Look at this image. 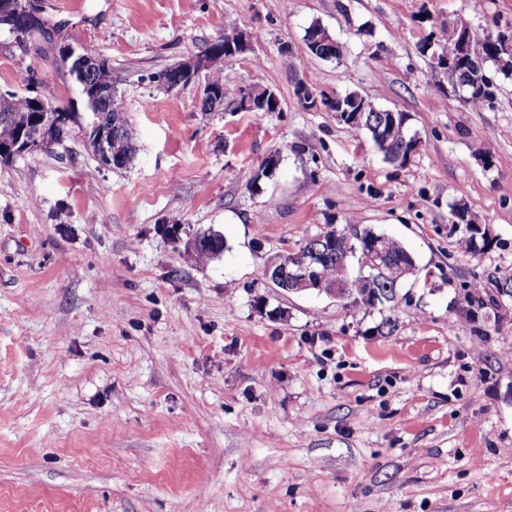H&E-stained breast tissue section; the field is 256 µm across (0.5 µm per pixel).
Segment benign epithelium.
<instances>
[{
  "label": "benign epithelium",
  "mask_w": 512,
  "mask_h": 512,
  "mask_svg": "<svg viewBox=\"0 0 512 512\" xmlns=\"http://www.w3.org/2000/svg\"><path fill=\"white\" fill-rule=\"evenodd\" d=\"M39 19L46 21L43 9L39 0H0V25L9 26L15 34H20L26 28L30 20ZM448 34L455 40L457 46L456 56L453 58L434 57L441 66H456L466 72L475 73V78L452 87L453 91H464L473 95L483 91L493 83V78L484 69L486 54L477 49L474 45V35L469 30L460 32L448 31ZM245 47V40L240 33L226 35L212 43L210 53L222 54L228 58L241 52ZM336 49V40L328 32L316 36L311 42L310 54L314 56H329ZM65 58V65L68 73L81 85L85 84L86 73L94 64L95 59L76 52L73 48L63 45L58 48ZM491 53L499 58V61L508 60L512 62V36L500 35L494 42ZM209 61L207 57L200 56L185 60L173 67L166 69L159 79L161 83L170 89H178L199 79L202 72L208 70ZM296 96L301 105L307 110H318L322 107L336 113L339 121L345 124L359 125L362 122L366 104L361 96L356 95L350 99L351 107L342 109L338 105L340 97L330 96L326 93H319L313 90L307 83L300 81L296 85ZM200 102L212 107V110L224 108L223 91L213 85L210 80H205L202 87ZM32 111L39 113V116L32 119L31 123L24 126L12 141H0V157L14 158L26 154H32L42 150L44 146L45 119L44 116L54 111V107L46 99L37 94L31 97ZM280 102L277 94L268 88L247 89L239 103V109L247 112H277ZM398 112L393 110L379 111L378 120L375 124V133L383 146H388L390 138L395 131L398 121ZM122 132L119 119L112 120V126L103 125L99 115H91L85 135L89 146L98 156L100 162L107 167H115L122 164L121 159L112 157V137ZM269 271L274 273V280L286 286L290 291L315 290L319 293L336 295L334 286L327 284L317 271L316 259L302 261H290L286 255L279 256L269 263Z\"/></svg>",
  "instance_id": "1"
}]
</instances>
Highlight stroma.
Instances as JSON below:
<instances>
[{"mask_svg": "<svg viewBox=\"0 0 512 512\" xmlns=\"http://www.w3.org/2000/svg\"><path fill=\"white\" fill-rule=\"evenodd\" d=\"M44 6L55 37L111 65L137 153L101 164L56 50L0 28V92H53L80 124L0 163V512H512V299L489 279L512 266V75L493 71L477 107L433 60L457 19L512 32V0ZM314 24L342 60L309 54ZM238 31L225 80L273 90L280 111L203 112L199 84L158 82ZM300 80L405 112L417 152L386 163L304 109ZM460 201L494 246L457 250ZM329 224L412 254L392 305L264 278ZM209 230L225 249L202 262L190 244Z\"/></svg>", "mask_w": 512, "mask_h": 512, "instance_id": "obj_1", "label": "stroma"}]
</instances>
